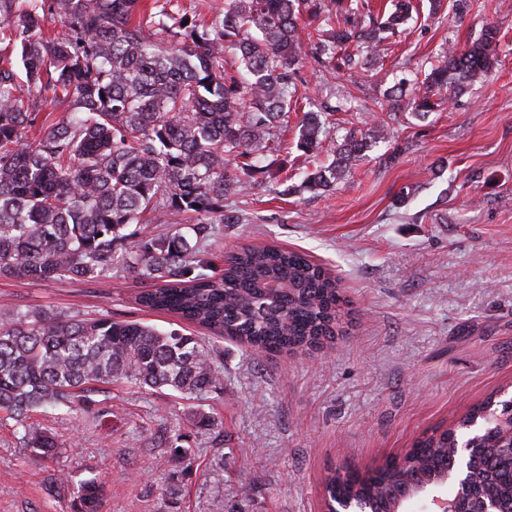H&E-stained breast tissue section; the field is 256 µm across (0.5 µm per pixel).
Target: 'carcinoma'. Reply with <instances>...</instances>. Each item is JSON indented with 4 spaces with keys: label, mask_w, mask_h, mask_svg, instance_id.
Instances as JSON below:
<instances>
[{
    "label": "carcinoma",
    "mask_w": 512,
    "mask_h": 512,
    "mask_svg": "<svg viewBox=\"0 0 512 512\" xmlns=\"http://www.w3.org/2000/svg\"><path fill=\"white\" fill-rule=\"evenodd\" d=\"M412 0H392L386 18L365 0H225L224 12L196 18L183 0H0V278L104 284L134 273L136 303L172 314L256 354L317 347L336 335L346 301L336 278L305 254L243 246L215 274L207 261L215 225L236 224L224 200L281 168L282 132L299 105L297 73H356L382 59L383 43L411 19ZM310 17L317 36L302 35ZM49 15L64 29L45 33ZM18 51L26 85L16 81ZM490 27L470 45L448 47L422 85L386 90L394 113L424 119L466 91L497 61ZM233 53L239 65H224ZM63 116L50 122L40 103ZM321 112H304L295 146L306 158L335 139ZM386 138L382 122L348 131L332 158L283 194L335 189ZM185 221L170 223V216ZM149 224H165L158 233ZM221 351L203 336L109 315L86 319L52 309L0 317V411L21 429L20 443L53 455L56 437L32 415L78 414L101 385L125 380L201 401L223 389ZM507 400L473 407L451 428L418 440L397 465L326 481L327 501L362 499L394 512L434 483L470 430L473 468L448 497L463 508L486 494L512 512V475L495 414ZM77 512H101L99 483L77 492Z\"/></svg>",
    "instance_id": "1"
}]
</instances>
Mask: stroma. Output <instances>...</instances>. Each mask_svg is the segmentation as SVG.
I'll return each instance as SVG.
<instances>
[{"mask_svg":"<svg viewBox=\"0 0 512 512\" xmlns=\"http://www.w3.org/2000/svg\"><path fill=\"white\" fill-rule=\"evenodd\" d=\"M413 5L377 75L300 69L313 106L354 96L339 128L381 118L385 90L490 26L495 69L425 121L398 116L333 195L257 184L226 201L241 221L208 256L220 270L243 244L307 254L340 283L339 334L262 355L223 340L224 388L201 402L106 386V415L42 419L60 442L50 459L0 421V512H73L89 479L104 486L103 512H325L331 470L366 473L491 394L512 399V0H444L434 16L429 0ZM139 288L131 275L105 286L0 278V306L180 328L141 310ZM201 413L215 429L197 425Z\"/></svg>","mask_w":512,"mask_h":512,"instance_id":"35a3bbf8","label":"stroma"}]
</instances>
